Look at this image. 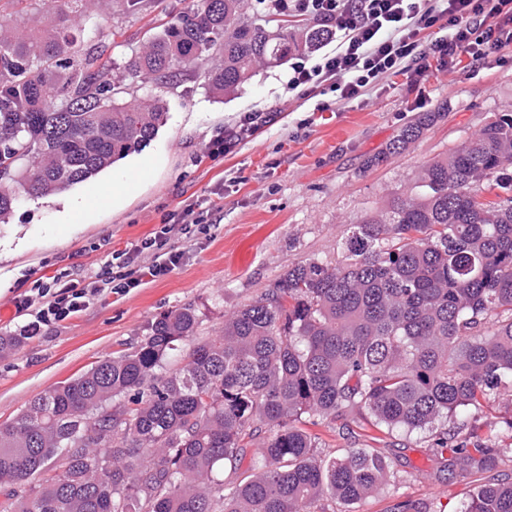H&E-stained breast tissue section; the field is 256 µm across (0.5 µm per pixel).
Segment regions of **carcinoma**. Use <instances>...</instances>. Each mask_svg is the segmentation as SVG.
<instances>
[{
    "instance_id": "1",
    "label": "carcinoma",
    "mask_w": 512,
    "mask_h": 512,
    "mask_svg": "<svg viewBox=\"0 0 512 512\" xmlns=\"http://www.w3.org/2000/svg\"><path fill=\"white\" fill-rule=\"evenodd\" d=\"M92 2L0 0L1 224L21 195L63 192L147 147L166 120L161 95L188 78L233 94L333 38L286 10L198 0L114 75L112 28ZM440 117L421 113L363 169ZM198 327L191 307L167 312L134 350L0 423V512H335L324 499L351 512L386 462L365 448L319 457L305 415L434 431L449 466L494 469L502 449L447 424L512 394V113L353 225L335 261L289 267L216 336ZM265 426L253 473L216 477L239 470L242 442ZM458 512H512V482L475 484Z\"/></svg>"
}]
</instances>
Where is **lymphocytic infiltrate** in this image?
<instances>
[{"label": "lymphocytic infiltrate", "mask_w": 512, "mask_h": 512, "mask_svg": "<svg viewBox=\"0 0 512 512\" xmlns=\"http://www.w3.org/2000/svg\"><path fill=\"white\" fill-rule=\"evenodd\" d=\"M274 9L311 16L328 25L337 40L334 52L314 65L299 62L288 73L289 91L332 82L340 104L364 98L387 76L412 72L422 76L430 66L452 72L463 61L490 66L512 42V0H269ZM437 30L434 39L425 33ZM197 203L185 205L178 224L163 222L160 230L115 255V263L89 276L74 289L63 278L54 288L38 287L42 299L27 334L66 321L85 310L91 297L103 292L125 294L178 268L185 252L167 245L180 230L186 240L209 233Z\"/></svg>", "instance_id": "lymphocytic-infiltrate-1"}]
</instances>
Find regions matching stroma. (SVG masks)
I'll return each mask as SVG.
<instances>
[{
    "label": "stroma",
    "mask_w": 512,
    "mask_h": 512,
    "mask_svg": "<svg viewBox=\"0 0 512 512\" xmlns=\"http://www.w3.org/2000/svg\"><path fill=\"white\" fill-rule=\"evenodd\" d=\"M195 2L151 0L150 9L127 18L118 0H108L103 14L114 26L113 59L124 62L132 48ZM499 56L500 63L484 69H432L418 83L398 74L365 101L345 105L336 104L326 85L306 99L288 96L285 64L261 70L223 98L191 78L165 94L167 121L142 152L62 193L21 197L9 222L0 224V336L19 333L29 322L16 302L33 295L36 284L52 285L54 276L68 271L74 286L83 287L87 273L185 204L212 203L222 221L210 237L189 243L171 233V245L185 247L186 255L167 276L124 295H99L78 315L0 357V422L104 356L133 350L159 315L193 307L198 336H213L223 330L225 314L259 299L288 267L335 259L351 225L413 187L428 164L495 114L512 113V44ZM252 109L275 115L224 157L209 158L207 145L216 131ZM423 112L440 118L384 165L363 170L365 160L384 152ZM119 176L131 184L118 204L80 210L98 184ZM511 413L497 401L475 416L482 436L506 451L512 430L503 419ZM309 431L323 455L367 448L387 463L389 481L357 504V512H401L405 503L457 512L476 480L459 470L445 475L446 458L427 433L385 434L354 413L318 422Z\"/></svg>",
    "instance_id": "obj_1"
}]
</instances>
